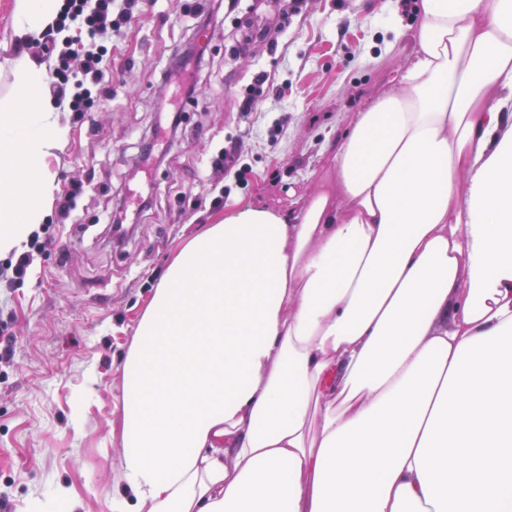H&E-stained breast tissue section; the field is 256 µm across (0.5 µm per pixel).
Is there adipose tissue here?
Listing matches in <instances>:
<instances>
[{"label":"adipose tissue","mask_w":512,"mask_h":512,"mask_svg":"<svg viewBox=\"0 0 512 512\" xmlns=\"http://www.w3.org/2000/svg\"><path fill=\"white\" fill-rule=\"evenodd\" d=\"M61 0H14L17 44ZM415 50L291 210L186 241L122 365L136 512H512V0H423ZM0 99V253L66 136L46 67Z\"/></svg>","instance_id":"1"}]
</instances>
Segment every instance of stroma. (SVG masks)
<instances>
[{
  "mask_svg": "<svg viewBox=\"0 0 512 512\" xmlns=\"http://www.w3.org/2000/svg\"><path fill=\"white\" fill-rule=\"evenodd\" d=\"M215 5L159 0L151 23L103 37L100 92L87 111L60 114L44 246L21 280L17 253L0 254V340L12 343L0 357V512H127L120 367L178 246L241 201L291 209L334 175L333 143L404 68L422 12V0H241L209 44L195 101L181 105V137L156 141L161 163L138 167L174 98L163 68ZM259 71L273 86L242 114L237 99ZM232 141L246 166L236 178L215 162ZM144 184L151 204L115 245L105 217L136 207Z\"/></svg>",
  "mask_w": 512,
  "mask_h": 512,
  "instance_id": "stroma-1",
  "label": "stroma"
}]
</instances>
